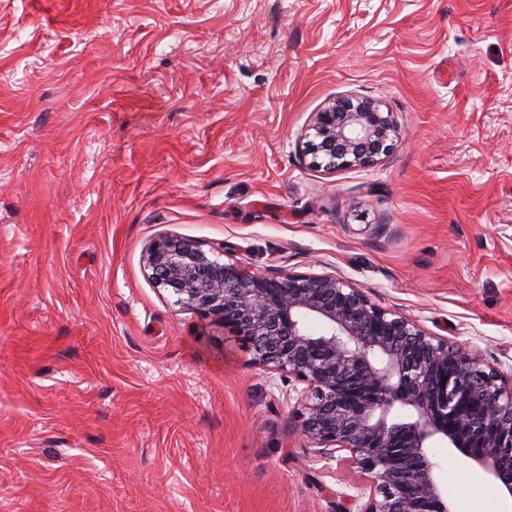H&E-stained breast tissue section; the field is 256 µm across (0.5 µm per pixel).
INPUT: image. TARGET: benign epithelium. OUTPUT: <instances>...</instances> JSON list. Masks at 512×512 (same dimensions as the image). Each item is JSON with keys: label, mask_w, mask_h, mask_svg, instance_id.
Listing matches in <instances>:
<instances>
[{"label": "benign epithelium", "mask_w": 512, "mask_h": 512, "mask_svg": "<svg viewBox=\"0 0 512 512\" xmlns=\"http://www.w3.org/2000/svg\"><path fill=\"white\" fill-rule=\"evenodd\" d=\"M305 137L309 165L334 173L378 163L400 131L380 103L348 96L315 113ZM147 266L156 286L242 341L252 365L305 384L301 426L317 454L364 475L343 512H452L427 452L436 441L512 498V376L477 350L334 275H257L172 238L151 247Z\"/></svg>", "instance_id": "7a95c632"}]
</instances>
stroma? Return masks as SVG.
Listing matches in <instances>:
<instances>
[{
	"mask_svg": "<svg viewBox=\"0 0 512 512\" xmlns=\"http://www.w3.org/2000/svg\"><path fill=\"white\" fill-rule=\"evenodd\" d=\"M350 94L401 139L315 170ZM165 237L512 375V0H0V512H341L295 380L154 284ZM428 453L453 512H512Z\"/></svg>",
	"mask_w": 512,
	"mask_h": 512,
	"instance_id": "obj_1",
	"label": "stroma"
}]
</instances>
